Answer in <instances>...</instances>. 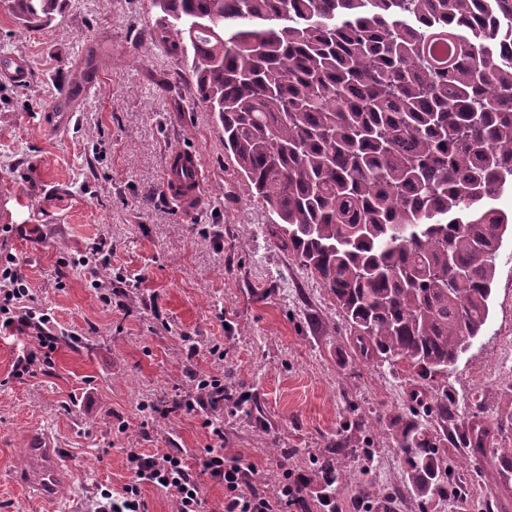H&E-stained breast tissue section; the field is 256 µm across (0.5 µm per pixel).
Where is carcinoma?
<instances>
[{
    "instance_id": "1",
    "label": "carcinoma",
    "mask_w": 512,
    "mask_h": 512,
    "mask_svg": "<svg viewBox=\"0 0 512 512\" xmlns=\"http://www.w3.org/2000/svg\"><path fill=\"white\" fill-rule=\"evenodd\" d=\"M26 28L61 0H7ZM159 40L190 64L224 152L270 234L332 295L360 359L446 374L484 332L512 211V56L473 31L512 0H155ZM420 504L448 492L440 433L393 424ZM472 416L470 456L496 459Z\"/></svg>"
}]
</instances>
